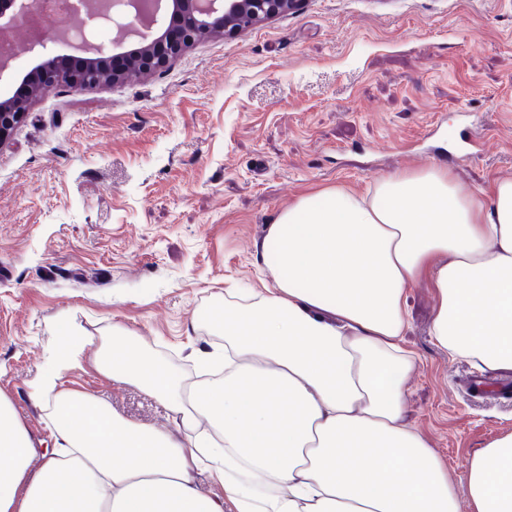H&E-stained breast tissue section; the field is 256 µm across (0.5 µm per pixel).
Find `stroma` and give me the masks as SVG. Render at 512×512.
Here are the masks:
<instances>
[{
	"label": "stroma",
	"instance_id": "obj_1",
	"mask_svg": "<svg viewBox=\"0 0 512 512\" xmlns=\"http://www.w3.org/2000/svg\"><path fill=\"white\" fill-rule=\"evenodd\" d=\"M464 107L486 145L458 161L437 148ZM436 164L467 192L512 177V0H305L138 80L34 99L0 145V394L49 439L32 386L74 324L89 343L62 389L170 430L164 405L98 371L101 344L126 336L200 384L226 289L271 278L256 257L282 208ZM438 303L424 280L405 295L420 362L404 414L462 493L473 454L512 431V400L469 396L477 367L429 334Z\"/></svg>",
	"mask_w": 512,
	"mask_h": 512
}]
</instances>
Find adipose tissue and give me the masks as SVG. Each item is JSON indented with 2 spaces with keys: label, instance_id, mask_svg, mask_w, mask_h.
<instances>
[{
  "label": "adipose tissue",
  "instance_id": "1",
  "mask_svg": "<svg viewBox=\"0 0 512 512\" xmlns=\"http://www.w3.org/2000/svg\"><path fill=\"white\" fill-rule=\"evenodd\" d=\"M265 292L229 300L224 375L195 389L118 336L97 366L161 401L174 430L131 424L60 387L84 337L34 385L55 448L37 453L0 395V512H512V432L476 451L459 498L436 451L403 418L418 360L405 294L428 278L431 334L450 356L512 369V178L465 193L448 169L387 175L368 195L328 188L270 224ZM190 434L182 442L181 434ZM208 472L223 492H203Z\"/></svg>",
  "mask_w": 512,
  "mask_h": 512
}]
</instances>
